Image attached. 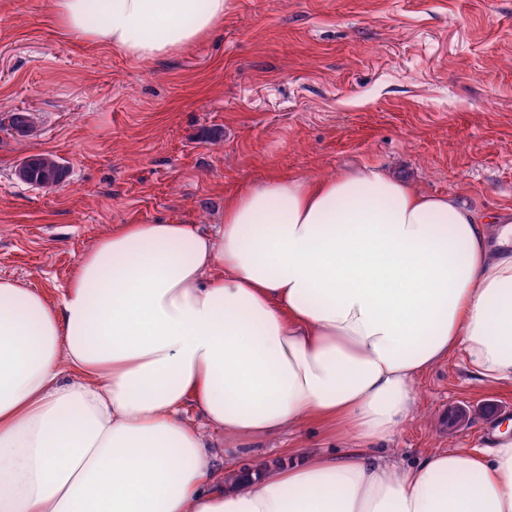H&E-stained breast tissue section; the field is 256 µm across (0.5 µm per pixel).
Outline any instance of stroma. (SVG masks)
<instances>
[{
  "label": "stroma",
  "mask_w": 512,
  "mask_h": 512,
  "mask_svg": "<svg viewBox=\"0 0 512 512\" xmlns=\"http://www.w3.org/2000/svg\"><path fill=\"white\" fill-rule=\"evenodd\" d=\"M53 7L0 0V117H38L26 137L0 127V278L58 299L113 226L207 229L225 197L276 175L378 168L479 215L512 210V0H232L207 37L149 61L62 32ZM37 153L65 164L60 186L15 178ZM415 387L390 444L401 463L512 423V385L462 355ZM320 447L306 424L224 457L281 464Z\"/></svg>",
  "instance_id": "stroma-1"
}]
</instances>
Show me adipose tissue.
Instances as JSON below:
<instances>
[{
	"mask_svg": "<svg viewBox=\"0 0 512 512\" xmlns=\"http://www.w3.org/2000/svg\"><path fill=\"white\" fill-rule=\"evenodd\" d=\"M89 2L55 0L56 23L139 61L231 8L100 0L92 23ZM458 351L512 383V214L368 167L235 193L212 232L117 225L56 301L0 279V512H512V432L380 453ZM306 423L326 450L283 467L217 469L206 436Z\"/></svg>",
	"mask_w": 512,
	"mask_h": 512,
	"instance_id": "adipose-tissue-1",
	"label": "adipose tissue"
}]
</instances>
